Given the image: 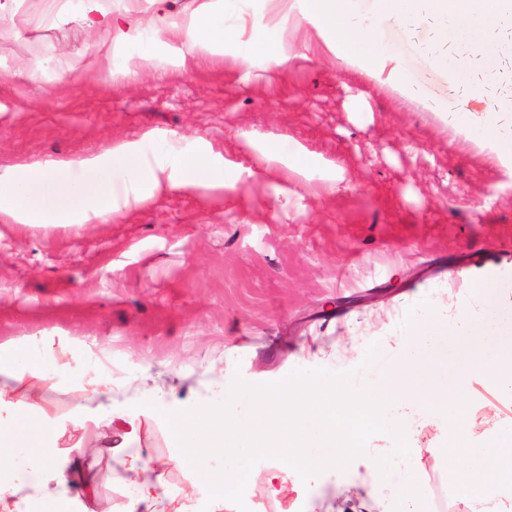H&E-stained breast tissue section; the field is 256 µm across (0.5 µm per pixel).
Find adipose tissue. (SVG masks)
I'll return each mask as SVG.
<instances>
[{
	"mask_svg": "<svg viewBox=\"0 0 512 512\" xmlns=\"http://www.w3.org/2000/svg\"><path fill=\"white\" fill-rule=\"evenodd\" d=\"M304 18L309 20L334 48L341 61L351 60V46L359 24L356 20V0H299ZM378 19H395L409 23L420 17L441 21L439 43H447L448 30L443 23L456 16L474 23L481 13H496L499 0H375ZM225 0L210 4L192 16L187 34L202 44L206 53L223 55L226 44L236 41L235 30L226 22ZM459 129L477 133L488 142L498 159L512 162V113L488 112L477 117L469 112L453 114ZM118 170L125 176L122 190H115L107 171ZM157 174L132 145L120 144L106 154L78 161L60 162L50 168L30 167L17 175L0 178V215L19 224H85L120 211L123 203L137 199L144 184L155 181ZM56 179L66 184L71 204L61 207L52 203L32 206L28 197L30 185ZM27 373L18 366L14 349L0 344V447H10L17 436H25L32 447L38 448L42 459L32 479L24 483L0 480V512H32L35 505L65 503L75 492L93 491L99 482L93 470L79 473L68 467L69 453H82V446L73 451L58 448L51 441L50 422L38 419L22 423L17 419L9 400L17 385L23 384ZM154 466L140 458H132L125 468L126 482L138 489V494L126 506L125 512H164L166 492L152 475Z\"/></svg>",
	"mask_w": 512,
	"mask_h": 512,
	"instance_id": "adipose-tissue-1",
	"label": "adipose tissue"
}]
</instances>
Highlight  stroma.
Instances as JSON below:
<instances>
[{
  "label": "stroma",
  "instance_id": "obj_1",
  "mask_svg": "<svg viewBox=\"0 0 512 512\" xmlns=\"http://www.w3.org/2000/svg\"><path fill=\"white\" fill-rule=\"evenodd\" d=\"M208 0H100L128 23L133 39L93 49L80 0H5L0 10V176L21 168L141 145L160 162L120 213L88 224H17L0 216V342H11L29 377L13 402L22 418L54 425L60 448L82 438L78 408L98 410L89 383H112V407L135 413L131 399L147 367L156 377L157 411L143 419L128 452H114V421L82 466L101 475L72 512H123L135 489L120 480L129 455L163 461L168 499L201 500L205 476L225 466L212 455L196 471L170 442L164 413L199 402L251 408L231 400L235 376L253 385L294 369L361 370L366 346L397 354L398 327L410 308L434 295L465 306L471 278L512 270V165L476 134L442 120L445 112L498 111L493 89L512 80V54L486 77L487 35L503 37L496 17L448 43V65L429 57V31L413 35L376 21L372 0L358 14L375 45L418 83L419 95L382 83L375 69L343 63L302 19L298 0H239L236 43L224 56L202 53L182 34ZM170 26L159 29V15ZM280 30L287 67L233 59L254 28ZM156 47L141 57L143 44ZM280 157L270 160L260 145ZM208 163L215 187L192 183L184 156ZM308 156L306 175L284 165ZM62 347L46 352L47 340ZM464 396L471 436L512 420V399L479 379ZM419 477L428 512H459L463 461L444 467L434 451L444 434L422 428ZM326 468L302 480L283 466L270 495V460L251 470L249 512H309L335 502L347 484L390 497L410 469Z\"/></svg>",
  "mask_w": 512,
  "mask_h": 512
}]
</instances>
